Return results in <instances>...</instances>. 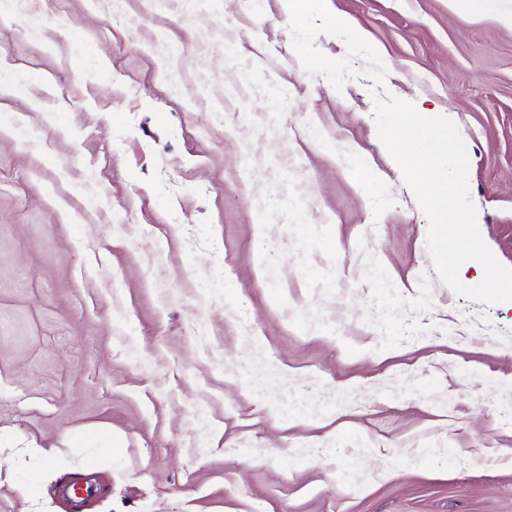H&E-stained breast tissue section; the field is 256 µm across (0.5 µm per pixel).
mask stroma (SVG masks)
Here are the masks:
<instances>
[{
  "label": "stroma",
  "instance_id": "1",
  "mask_svg": "<svg viewBox=\"0 0 512 512\" xmlns=\"http://www.w3.org/2000/svg\"><path fill=\"white\" fill-rule=\"evenodd\" d=\"M329 9L455 123L512 268V0ZM289 24L0 0V512L85 471L86 512H512V303L439 279L366 61L335 90Z\"/></svg>",
  "mask_w": 512,
  "mask_h": 512
}]
</instances>
